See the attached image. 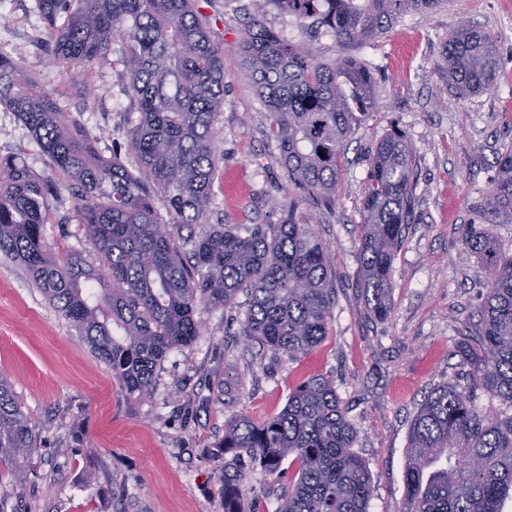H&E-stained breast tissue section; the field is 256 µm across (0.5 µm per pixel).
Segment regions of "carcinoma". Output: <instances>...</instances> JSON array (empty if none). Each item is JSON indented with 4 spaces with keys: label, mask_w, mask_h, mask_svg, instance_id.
I'll return each mask as SVG.
<instances>
[{
    "label": "carcinoma",
    "mask_w": 512,
    "mask_h": 512,
    "mask_svg": "<svg viewBox=\"0 0 512 512\" xmlns=\"http://www.w3.org/2000/svg\"><path fill=\"white\" fill-rule=\"evenodd\" d=\"M293 15L299 42L252 21L239 46L242 74L272 115L288 179L330 202L344 143L373 110L379 90L365 67L341 57L321 62L314 42L344 47L384 33L403 14L443 0H264ZM52 38L49 63L89 72L124 43L135 115L128 152L102 156L77 118L39 90L38 75L0 54V108L16 114L62 183L0 157V254L22 264L55 312L72 326L130 397L146 398L167 354L201 332L200 310L233 308L247 297L239 335L295 357L326 336L336 296L330 259L312 225L207 223L218 172L215 120L224 103V47L213 41L196 0H35ZM438 69L462 99L499 80L496 40L469 25L448 33ZM417 156L399 129L376 144L362 203L358 262L367 310L389 309L390 271L403 229L418 219ZM66 190L86 240L103 266L48 242L52 201ZM173 216L165 221L161 211ZM481 224H512V145L476 208ZM187 234H182V231ZM464 244L493 273L481 331L465 342V384L439 383L411 421L402 512H504L512 501V418L479 410L483 388L512 404V256L473 230ZM356 429L328 376L303 381L274 417L224 423V512H253L242 495L247 458L283 477L275 512H368L373 495ZM37 436L0 373V463L23 468Z\"/></svg>",
    "instance_id": "cac0c4a2"
}]
</instances>
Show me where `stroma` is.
I'll return each instance as SVG.
<instances>
[{
    "label": "stroma",
    "mask_w": 512,
    "mask_h": 512,
    "mask_svg": "<svg viewBox=\"0 0 512 512\" xmlns=\"http://www.w3.org/2000/svg\"><path fill=\"white\" fill-rule=\"evenodd\" d=\"M212 39L224 47V105L216 121L219 158L212 224H277L289 212L313 224L331 261L336 305L321 346L291 358L237 339L242 309L204 311L202 331L157 369L151 397L131 398L76 331L45 301L19 263L0 256V373L38 437L22 472L0 464L6 512H224L217 461L224 423L237 414L264 421L314 375L331 377L357 431L355 451L369 467L368 512H400L409 426L434 384L455 383L462 345L480 324L488 273L462 242L474 208L512 143V0H445L398 18L382 37L338 47L319 39L321 59L365 65L378 85L377 107L343 147L336 198L325 204L288 180L270 114L240 78L236 51L248 17L263 11L281 38L298 41L294 16L263 0H197ZM461 25L495 37L500 81L456 99L437 70L449 31ZM49 28L33 0L0 6V53L41 77L67 112L84 108L104 156L122 153L131 99L115 41L108 63L80 96L49 66ZM400 129L417 153L419 221L406 225L391 268L390 312L371 316L359 286L357 255L368 157ZM15 155L36 175L54 177L15 113L0 108V156ZM49 242L89 252L68 193L52 202ZM83 447H75V439Z\"/></svg>",
    "instance_id": "obj_1"
}]
</instances>
